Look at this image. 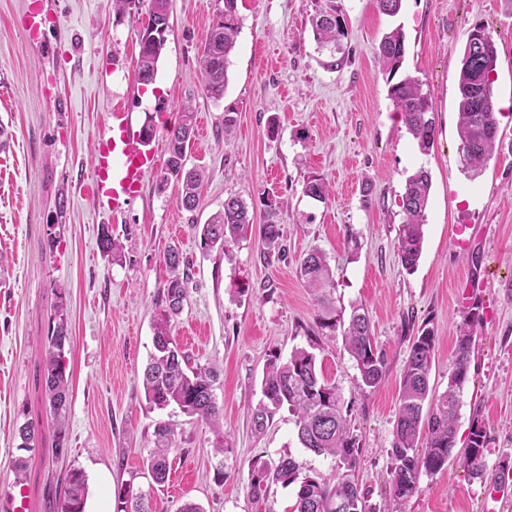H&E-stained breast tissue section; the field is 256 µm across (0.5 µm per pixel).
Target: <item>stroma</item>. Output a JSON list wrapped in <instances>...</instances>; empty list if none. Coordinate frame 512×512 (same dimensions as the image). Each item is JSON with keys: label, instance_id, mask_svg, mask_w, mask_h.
<instances>
[{"label": "stroma", "instance_id": "obj_1", "mask_svg": "<svg viewBox=\"0 0 512 512\" xmlns=\"http://www.w3.org/2000/svg\"><path fill=\"white\" fill-rule=\"evenodd\" d=\"M323 0H238L240 29L229 83L213 101L198 75L199 51L219 0H172L170 30L152 88L138 84V21L112 0H49L60 17L47 54L27 41V0H0V512L25 494L27 512H57L70 469L88 479L86 512H115L123 486L144 495L151 512H292L295 492L271 486L263 504L248 492L253 464L292 456L304 472L334 477L339 462L302 448L293 417L280 410L264 433L251 412L262 399L269 354L303 347L335 385L360 442L356 477L377 506L389 504L388 450L398 389L414 329L437 336L430 381L444 391L454 368L459 327L472 301L483 305L467 379L459 393L454 457L420 478L401 512H512V487L493 492L501 466L512 467V6L507 0H402L396 16L375 0H335L349 35L343 62L315 41L311 19ZM491 31L497 48L493 86L500 114L498 147L479 173L462 164L457 81L472 25ZM405 34V72L420 79L435 115V142L421 154L388 96L373 49L394 27ZM196 113L187 165L203 170L195 211L177 202L176 182L150 175L124 215L93 199L92 144L113 110L136 126L153 122L152 145L165 155V129L184 104ZM236 127L224 134V113ZM276 119L277 135L268 121ZM431 176L422 254L406 271L398 252L405 181ZM330 184L326 200L304 193L310 177ZM273 192L287 257L265 262L258 234L205 252L196 228L228 195L258 203ZM109 229L121 261L99 247ZM186 257L188 299L173 324L191 365L220 372L215 398L221 432L171 406L147 403L142 374L153 352L157 303L169 277L170 248ZM322 251L333 270L342 315L364 306L373 341L388 359L377 389L362 387L341 336L316 326L317 306L297 274L299 260ZM482 255L472 279L468 256ZM65 289L71 339L62 364L70 380L64 424L50 412L45 359L54 327L56 286ZM487 434L485 477L459 458L472 422ZM36 435L23 445L19 428ZM174 430L170 472L155 484L148 460L154 429ZM67 444L58 448L57 428ZM223 453H216V443ZM223 481H215L216 467Z\"/></svg>", "mask_w": 512, "mask_h": 512}]
</instances>
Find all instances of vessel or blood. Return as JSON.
Returning a JSON list of instances; mask_svg holds the SVG:
<instances>
[{
  "instance_id": "obj_1",
  "label": "vessel or blood",
  "mask_w": 512,
  "mask_h": 512,
  "mask_svg": "<svg viewBox=\"0 0 512 512\" xmlns=\"http://www.w3.org/2000/svg\"><path fill=\"white\" fill-rule=\"evenodd\" d=\"M57 23L45 0H29L25 31L32 43L45 46L46 27ZM158 165L156 151L136 128L131 114L113 111L111 124L93 142L90 192L99 206L112 215H121Z\"/></svg>"
}]
</instances>
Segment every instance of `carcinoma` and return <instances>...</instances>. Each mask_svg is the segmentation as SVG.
<instances>
[{
    "label": "carcinoma",
    "instance_id": "1",
    "mask_svg": "<svg viewBox=\"0 0 512 512\" xmlns=\"http://www.w3.org/2000/svg\"><path fill=\"white\" fill-rule=\"evenodd\" d=\"M171 0H113V9L121 14L146 15L140 34L147 43L140 47L136 78L142 84L153 82L158 62L170 29ZM314 37L321 46H336L348 37L344 19L326 0L312 21ZM239 30L237 0H224L218 9L209 34L199 52V73L210 98L219 101L229 82L230 57L236 46ZM381 71L387 75L389 97L407 132L416 141L419 150L429 151L434 143L435 119L431 112L428 93L422 82L401 72L405 57V35L401 27L387 33L374 50ZM497 65L495 41L488 30L464 51L458 76L459 98L458 135L464 168L476 171L486 165L495 151L498 119L493 100L494 72ZM195 135V112L189 105L182 108L177 124L167 129L168 156L160 173L161 182L174 181L181 187L179 204L192 211L199 201L203 175L199 170L186 168L187 152ZM431 178L420 168L410 175L401 196L404 218L399 228L398 252L402 266L413 271L421 257L429 202ZM305 194L317 201L328 196V185L321 177L310 178ZM261 224L259 238L263 246V260L271 261L281 251L282 237L279 215L282 201L268 192L261 197ZM254 214L249 205L237 196L224 200V208L216 212L200 232L203 250L225 251L229 243L247 234L253 228ZM102 252L121 259L122 245L112 235L100 236ZM166 264L171 270L163 293V308L154 323L153 347L142 386L146 400L158 409L171 405L183 413L195 416L212 429H220L222 409L213 393L217 370L212 366H189L172 336V320L179 315L187 301L189 274L179 272L181 254L175 247L168 250ZM299 278L315 296L318 306L317 327L336 332L342 325L340 313L330 301L335 289L332 269L324 253L314 249L307 253L297 267ZM54 308L55 327L49 338L45 378L50 411L59 416L67 410L69 382L62 366L61 343L68 341L67 306L63 296L57 295ZM482 306L474 302L460 327L455 351V368L448 377V387L437 394L430 386V373L437 336L428 325L418 328L404 364L400 380L399 408L394 439L388 451L391 459L390 496L400 504L419 491L423 473L439 472L455 447L456 418L459 392L467 379L471 353L475 347L476 328L483 323ZM344 348L359 372L363 386L377 388L388 373L385 355L373 345L370 320L361 307L353 308L347 327L343 328ZM261 390L263 402L253 411L252 422L256 432L264 430L274 414L285 408L294 417L299 443L317 455L339 459L343 472L334 483L319 475H310L291 457H283L274 465L254 466L248 478L250 496L263 499L270 486L295 487L293 512H378L370 504L368 494L355 479L359 442L351 434L343 415L336 386L328 383L316 367L315 355L305 348L293 349L288 358L272 354L264 366ZM154 450L149 467L153 479L165 481L169 472L168 454L173 444V431L159 425L154 431ZM483 426L472 425L463 454V465L472 476L484 474L483 451L486 447ZM67 488L60 512H85L87 476L79 468L67 474ZM123 488L116 497V512H148L144 502L126 497Z\"/></svg>",
    "mask_w": 512,
    "mask_h": 512
}]
</instances>
